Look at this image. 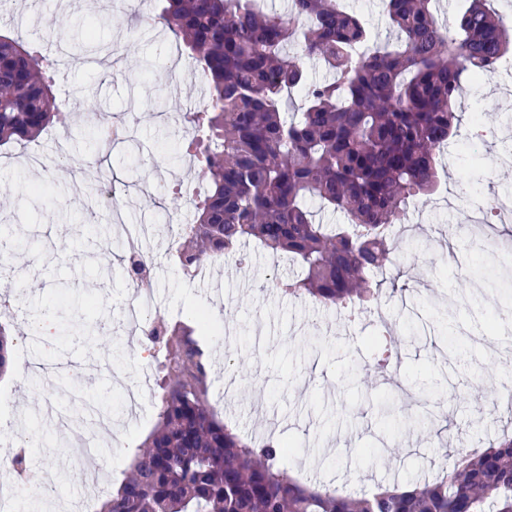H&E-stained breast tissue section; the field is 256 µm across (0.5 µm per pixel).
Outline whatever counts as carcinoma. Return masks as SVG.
<instances>
[{
	"label": "carcinoma",
	"instance_id": "cac0c4a2",
	"mask_svg": "<svg viewBox=\"0 0 512 512\" xmlns=\"http://www.w3.org/2000/svg\"><path fill=\"white\" fill-rule=\"evenodd\" d=\"M341 2L289 0L285 18L256 0H166L157 23L209 91L202 109L185 114L197 131L185 150L207 192L169 251L183 274L252 239L297 266L277 282L283 293L325 308L367 307L396 281L377 276L394 253L389 228L409 200L433 193L440 157L459 141L462 78L494 74L512 53V25L487 0H471L450 34L431 0H385L396 40L371 46L360 16ZM306 57L332 77L309 80ZM51 67L20 39L0 36V147L66 125ZM296 90L305 106L288 118L282 102ZM318 210L346 222L321 224ZM202 325L195 315L144 330L156 359L157 420L100 512H512V438L414 486L351 494L292 479L283 467L290 443L270 437L255 448L211 406ZM391 343L384 332L374 339L380 369ZM11 348L0 324V375Z\"/></svg>",
	"mask_w": 512,
	"mask_h": 512
}]
</instances>
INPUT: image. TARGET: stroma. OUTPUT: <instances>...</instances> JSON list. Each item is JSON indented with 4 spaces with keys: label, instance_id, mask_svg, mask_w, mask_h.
<instances>
[{
    "label": "stroma",
    "instance_id": "obj_1",
    "mask_svg": "<svg viewBox=\"0 0 512 512\" xmlns=\"http://www.w3.org/2000/svg\"><path fill=\"white\" fill-rule=\"evenodd\" d=\"M164 0H15L0 17V35L21 34L55 60L56 103L69 115L68 128L53 127L35 144L0 147V241L23 279L0 277V317L21 340L33 318H51L50 341L30 346L18 357L20 374L0 378V408L40 436L35 466L25 478L0 468V487L18 500L35 496L56 480L57 497L41 501L42 512H95L86 476L97 470L106 487L119 484L136 445L157 415L154 384H141L154 359L140 333L123 315L128 280L102 240L127 241L141 228V250L153 254L158 310L171 319L207 311L218 337L212 356L211 404L243 438L287 437L294 445L286 465L293 477L343 490H367L379 482L410 485L437 473L443 454L486 448L512 434V411L502 407L501 385L512 382V356L490 355L488 344L512 337V234L477 244L462 231L465 214L457 199L461 176L470 171L468 153L451 146L439 167L440 189L427 198L398 238L395 266L404 271L410 293L384 284L377 306L347 323L343 311L327 310L307 296H286L277 279L291 275L286 260L245 244L248 267L228 261L212 265L204 281L182 276L166 257L170 226L165 217L185 209L183 187L197 177L182 146V119L202 106L206 88L176 42L161 27H145L137 12L160 13ZM96 22L103 43L130 45L109 66L100 57L79 55L75 44L86 22ZM483 85L464 89L459 115L483 112L484 165L474 176V199L511 196L498 156L512 143V111L488 112ZM134 131L133 144L103 145L90 133L103 119ZM44 155L30 168L31 148ZM117 185L143 184L147 194H127L113 212L92 192L97 164ZM458 253L448 263V249ZM498 253L491 270L496 287L470 295L477 261ZM107 299V307L63 311L55 300ZM82 320L83 336L63 335L65 318ZM388 326L397 344L389 371L372 364L371 336ZM233 394L224 397L223 386ZM144 389L136 413L123 405L127 391ZM79 412L91 403L112 413L102 434L104 454L72 456L75 436L41 417L46 403ZM433 429L417 426L419 418Z\"/></svg>",
    "mask_w": 512,
    "mask_h": 512
}]
</instances>
